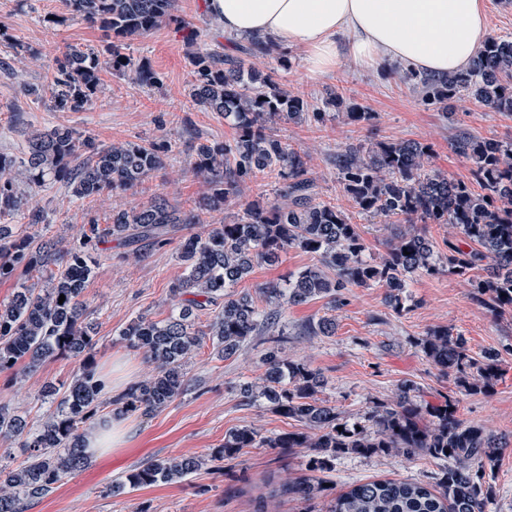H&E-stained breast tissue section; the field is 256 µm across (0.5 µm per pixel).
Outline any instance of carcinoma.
<instances>
[{
    "label": "carcinoma",
    "instance_id": "carcinoma-1",
    "mask_svg": "<svg viewBox=\"0 0 512 512\" xmlns=\"http://www.w3.org/2000/svg\"><path fill=\"white\" fill-rule=\"evenodd\" d=\"M64 2L70 15L105 32L103 55L113 73L138 85L155 81V74L137 65L127 50L134 38L172 19L176 0ZM274 50L271 41L251 39L244 57L208 50L191 57L193 100L224 116L236 130L233 140L202 146L196 153L192 171L209 185L200 210L184 212L159 196L140 207L112 210L110 224L89 219L72 243L58 240L38 248L22 225L0 223V280L18 277L12 299L0 305V372L20 365L32 368L50 357L82 358L40 428H28L22 416L0 405V435L19 440L27 452L19 466H0V512H24L27 502L47 495L88 462L80 429L99 412L104 383L91 359L94 341L84 321V292L94 276V253L109 240L161 247L182 225L202 223L201 215L239 206L233 222L214 224L205 234L181 243L177 258L184 273L171 286L169 297L174 313L160 321L140 316L122 330L124 341L149 355L155 374L109 401L119 414L152 413L181 395L187 386L186 359L206 336L217 353L228 358L263 332L284 335L279 310L284 299L298 305L325 298L336 308L349 288L383 284L389 288L388 304L400 309L413 276L435 275L446 267L459 276L482 270V276L469 280L470 298L492 312L512 308V142L462 133L452 143L470 164L481 193L432 168L431 149L419 141L347 146L337 152L342 191L358 213L397 225L385 254L373 262L365 257L368 245L350 214L316 200L305 155L271 132L282 121L319 124L331 116L310 109L303 97L284 90L257 68ZM100 72L98 54L70 47L48 83L30 89V94L49 95L60 112H82L99 89ZM401 79L421 88L423 102L441 112L465 95L487 112L512 115V39L488 36L461 72L436 78L406 71ZM168 152L165 143L101 144L65 126L40 131L31 138L22 167L0 156V218L20 216L29 225L45 223L47 216L36 197L58 182L71 187L77 200L133 191L164 167ZM260 173L282 181L280 199L242 201V185ZM416 224L449 225L453 233L445 241L447 252L435 250L433 242L414 229ZM293 249L312 255L316 263L284 286L260 288L267 307L235 291L254 264H275ZM200 312L210 315L205 331L196 322ZM418 345L436 368L454 375L459 389H493L499 373L496 355H485L483 362L474 359L462 338L446 328L428 330ZM264 361L267 385L257 396L272 411L295 421L297 428L273 436L253 428L234 430L212 456L216 467L245 448L288 454L312 448L313 472L327 469L338 455H425L444 462L436 483H357L331 499L326 512H484L494 494L486 468L492 467L501 441L480 427L464 425L453 396L424 406L413 381L405 380L391 404L373 407L367 421L374 431L369 432L364 425L343 420L336 407L317 397L323 379L309 363L285 361L273 349ZM203 465L204 460L184 455L151 459L113 482L109 492L182 482ZM282 491L308 501L324 487L312 476Z\"/></svg>",
    "mask_w": 512,
    "mask_h": 512
}]
</instances>
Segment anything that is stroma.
Returning a JSON list of instances; mask_svg holds the SVG:
<instances>
[{
	"label": "stroma",
	"instance_id": "35a3bbf8",
	"mask_svg": "<svg viewBox=\"0 0 512 512\" xmlns=\"http://www.w3.org/2000/svg\"><path fill=\"white\" fill-rule=\"evenodd\" d=\"M186 23L205 30L204 47L239 53L242 39L225 35L221 22L209 13L207 0H177L173 20L130 46L132 58L155 73L156 83L137 85L107 71L86 111L59 112L48 98L30 95V88L47 83L67 48L102 51L103 31L70 16L63 0H0V60L9 61L16 70L11 78L0 75V155L21 160L31 133L56 125L76 129L103 144L164 142L171 146L164 167L133 192L79 201L62 185L45 188L37 200L49 221L32 228L37 241H73L89 218L107 224L113 208L138 207L158 195L187 211L206 193L204 179L190 170L196 149L232 140L235 130L221 115L197 106L190 96V58L196 47L184 38ZM260 68L312 105H320L327 92L334 91L371 113L367 122L339 113L321 124L281 122L273 128L276 136L306 156L318 200L349 213L354 207L341 189L334 162L337 151L346 145L417 140L431 147L433 167L468 182L472 179L469 166L451 147L456 135L468 132L487 139H512V115L484 111L464 96L454 101L453 117L445 118L422 103L419 90L401 81L397 66L383 71L346 61L337 70L314 75L301 52L282 48L277 58L265 60ZM237 211L232 205L208 214L205 224L184 226L172 244L144 250L136 259L126 258L122 242L100 245L85 297L87 320L95 327L93 356L107 382L106 396L118 397L153 372L144 350L131 347L120 333L137 316L160 320L169 315V290L183 272L176 259L179 243L203 233L206 224L232 221ZM311 262L309 255L289 251L279 264L256 265L236 289L257 294L260 287L284 283ZM385 295V288L379 286L353 287L346 292L344 305L336 308L323 299L283 305L281 356L311 363L325 380L320 399L335 406L344 420L362 423L373 403L392 402L399 384L407 379L415 382L426 402L437 403L455 393L453 377L442 375L418 348L428 329L450 328L463 338L474 358L496 352L499 376L493 391L456 394L457 415L464 424L504 438L489 475L494 495L485 512H512V308L493 314L471 300L466 278L447 270L415 276L406 290L403 310L389 307ZM329 316L336 319L334 335L309 333L310 324ZM266 348L265 337L257 336L225 359L211 344H204L185 365L187 392L156 412L123 415L120 447L92 457L84 470L65 478L25 512H136L144 505L150 512H252L253 498L266 488H279L306 474L307 449L282 457L271 448H247L228 474L207 465L183 482L129 489L118 496L108 488L113 480L152 458L209 456L222 447L226 435L241 427L255 428L264 436L294 429L293 421L272 413L262 400L241 390L245 383L264 384ZM77 368L76 360L49 358L30 369L19 366L0 373V405L39 428L56 408L55 402L42 398V387L48 383L63 387ZM442 467V462L425 455L413 459L382 453L340 456L323 475L329 485L324 497L310 503L275 497L268 499L267 506L271 512H325L329 500L352 484L379 479L432 483Z\"/></svg>",
	"mask_w": 512,
	"mask_h": 512
}]
</instances>
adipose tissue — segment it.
I'll return each instance as SVG.
<instances>
[{
	"label": "adipose tissue",
	"instance_id": "adipose-tissue-1",
	"mask_svg": "<svg viewBox=\"0 0 512 512\" xmlns=\"http://www.w3.org/2000/svg\"><path fill=\"white\" fill-rule=\"evenodd\" d=\"M224 31L305 54L324 74L347 58L441 76L468 67L488 31L482 0H207Z\"/></svg>",
	"mask_w": 512,
	"mask_h": 512
}]
</instances>
